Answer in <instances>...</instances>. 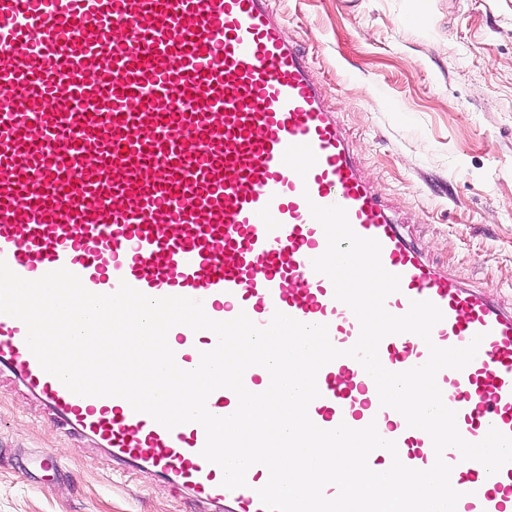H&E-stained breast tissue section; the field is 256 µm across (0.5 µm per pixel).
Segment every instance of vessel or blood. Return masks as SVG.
Wrapping results in <instances>:
<instances>
[{"label":"vessel or blood","instance_id":"b4317fda","mask_svg":"<svg viewBox=\"0 0 512 512\" xmlns=\"http://www.w3.org/2000/svg\"><path fill=\"white\" fill-rule=\"evenodd\" d=\"M338 205L360 236L377 239L400 290L443 319L432 343L483 341L461 370L436 378L468 442L489 429L512 436V309L426 261L371 189L337 112L306 55L285 39L273 0H0V259L36 280L61 268L96 294L128 283L143 294L202 301L227 321L258 326L282 312L324 324L334 346L360 334L348 306L312 260L326 248L310 204ZM22 321L0 314V375H9L62 433L109 454L123 472L149 470L207 512H266L252 466L245 487L201 455L204 429H166L120 397L80 396L46 373ZM167 341L177 365L197 367L216 335L177 325ZM428 342V343H431ZM412 333L379 345L384 368L424 364ZM312 422L330 430L376 424L402 463L426 470L427 432L382 406L361 364L340 357L317 375ZM460 491L456 512H512V462L488 474L457 449L443 453Z\"/></svg>","mask_w":512,"mask_h":512}]
</instances>
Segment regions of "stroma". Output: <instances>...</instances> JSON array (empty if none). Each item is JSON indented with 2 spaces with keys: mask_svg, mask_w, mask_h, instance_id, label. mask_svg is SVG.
<instances>
[{
  "mask_svg": "<svg viewBox=\"0 0 512 512\" xmlns=\"http://www.w3.org/2000/svg\"><path fill=\"white\" fill-rule=\"evenodd\" d=\"M374 192L427 260L512 306V0H278ZM53 454L62 472L43 475ZM0 512H196L0 377Z\"/></svg>",
  "mask_w": 512,
  "mask_h": 512,
  "instance_id": "stroma-1",
  "label": "stroma"
}]
</instances>
